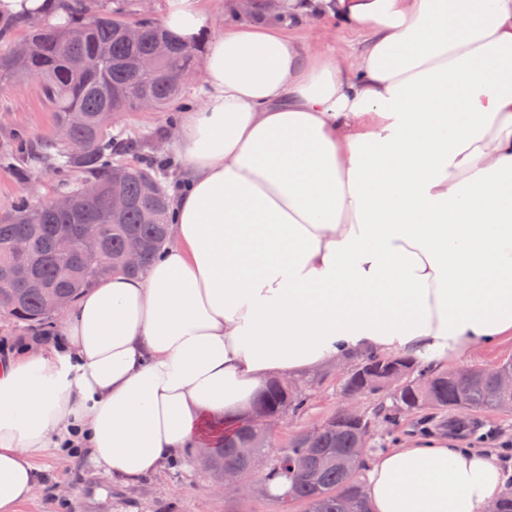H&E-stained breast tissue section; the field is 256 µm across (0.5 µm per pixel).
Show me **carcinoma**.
I'll use <instances>...</instances> for the list:
<instances>
[{"mask_svg":"<svg viewBox=\"0 0 512 512\" xmlns=\"http://www.w3.org/2000/svg\"><path fill=\"white\" fill-rule=\"evenodd\" d=\"M126 25L120 7L107 10L102 5L74 0L67 24L33 26L22 35L28 51L19 59L12 55L11 46L20 25L0 18V80L34 78L42 84L55 112V125L66 129L65 140L50 141L47 158L58 171L77 174L76 185L67 189L74 199L70 212L60 213L48 202L31 204L22 200L12 212L0 217V309L20 322L42 326L51 323L43 312L44 295L52 292L72 302L83 288L112 273V259L124 249L129 237L136 236L145 244L139 266L128 270L129 275L144 274L168 242L167 225L173 217L167 182L152 159L129 166L118 158L137 143L112 134V116L133 111L135 96L154 100L161 111L173 110L180 99L181 78L195 68L198 50L183 44L148 17L136 21L141 33L135 41L125 38ZM159 40L170 45V52L144 73L139 63L153 55ZM71 112L83 113L84 124H70ZM114 173L126 174L129 205L112 216ZM81 224L105 225L98 245L90 247L81 241ZM57 232H67L75 240V249L66 258L55 255ZM22 236L28 239L30 253L37 261V288L17 285L12 279L7 249ZM404 362L407 376L399 392L390 395V416L444 410L479 412L492 410L499 403L487 373L480 367L471 377L455 379L447 371H433L412 358L406 357ZM306 401L302 388L272 383L257 397L255 405L296 412ZM215 429L216 448L204 462L221 474L224 463L234 460L236 445L250 438L251 433L227 420ZM361 434L341 424L321 436L319 447L345 455L358 447ZM257 457L269 458L258 479L285 480L292 501L304 512H369L360 463L348 469L329 466L322 453L310 450L298 435L290 439L288 447L276 451L259 446ZM291 462L301 463L310 480L293 482Z\"/></svg>","mask_w":512,"mask_h":512,"instance_id":"carcinoma-1","label":"carcinoma"}]
</instances>
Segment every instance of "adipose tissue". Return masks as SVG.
<instances>
[{
	"instance_id": "adipose-tissue-1",
	"label": "adipose tissue",
	"mask_w": 512,
	"mask_h": 512,
	"mask_svg": "<svg viewBox=\"0 0 512 512\" xmlns=\"http://www.w3.org/2000/svg\"><path fill=\"white\" fill-rule=\"evenodd\" d=\"M367 32L312 50L247 23L205 35L201 104L175 130L169 243L62 316L59 343L0 356V512L72 438L133 483L273 380L364 354L457 360L512 338V0H288ZM488 450L428 437L366 467L372 512H486Z\"/></svg>"
}]
</instances>
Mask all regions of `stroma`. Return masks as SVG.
<instances>
[{
    "label": "stroma",
    "instance_id": "obj_1",
    "mask_svg": "<svg viewBox=\"0 0 512 512\" xmlns=\"http://www.w3.org/2000/svg\"><path fill=\"white\" fill-rule=\"evenodd\" d=\"M282 31L297 41L320 48H335L348 54L360 49L363 31L336 26L335 23H285ZM203 96L200 78H192L173 112H125L116 120L123 136L139 140V148L124 156L128 165L143 158L163 155L166 174L174 176L178 163L171 118L182 117L197 107ZM54 131V112L41 86L34 80L0 84V214L10 211L19 199L33 203L54 199L63 190L62 178L48 162L33 164L28 180H19L11 160L20 144L38 149L50 140ZM298 383L310 396L309 405L300 414L286 415L275 438L283 448L296 434L333 415L342 400V369L328 366L323 371L299 378ZM361 409L374 416L372 454H379L399 442L439 434L453 439L461 448H484L499 456L503 447L512 448V413L441 412L421 417L405 415L388 421L386 405L378 397H366ZM41 480L21 512H301L299 507L267 495L255 487L243 498H228L219 489V480L199 462L197 453L187 459L166 463L163 470L134 483H117L103 476L89 459L74 456H44L37 461Z\"/></svg>",
    "mask_w": 512,
    "mask_h": 512
}]
</instances>
